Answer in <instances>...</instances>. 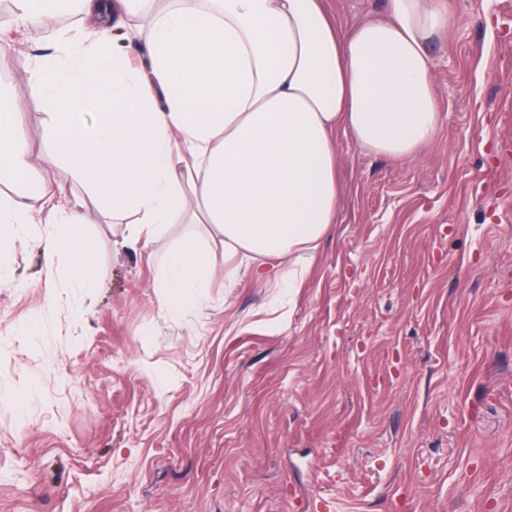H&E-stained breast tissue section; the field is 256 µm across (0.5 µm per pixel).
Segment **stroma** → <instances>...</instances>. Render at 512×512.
<instances>
[{
	"label": "stroma",
	"mask_w": 512,
	"mask_h": 512,
	"mask_svg": "<svg viewBox=\"0 0 512 512\" xmlns=\"http://www.w3.org/2000/svg\"><path fill=\"white\" fill-rule=\"evenodd\" d=\"M445 124L412 161L337 132L341 209L296 288H157L83 210L96 288L0 257V512H512V0H442ZM0 21L30 135L48 36Z\"/></svg>",
	"instance_id": "obj_1"
}]
</instances>
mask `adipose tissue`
I'll return each instance as SVG.
<instances>
[{
    "label": "adipose tissue",
    "instance_id": "1",
    "mask_svg": "<svg viewBox=\"0 0 512 512\" xmlns=\"http://www.w3.org/2000/svg\"><path fill=\"white\" fill-rule=\"evenodd\" d=\"M15 20L39 29L81 12L86 32L53 39L51 62L31 80L47 109L34 137L0 113V247L50 225L44 258L70 263L73 287L90 290L92 245L82 210L138 248L178 224L211 225L223 260L194 237L168 251L163 293L195 301L216 264L234 281L244 261L274 257L302 280L301 250L336 223V133L363 151L414 159L445 120L435 89L436 43L452 30L441 0H388L385 17L340 28L326 0H13ZM142 43L143 71L125 47ZM44 162L76 177L85 196L31 175V139Z\"/></svg>",
    "mask_w": 512,
    "mask_h": 512
}]
</instances>
